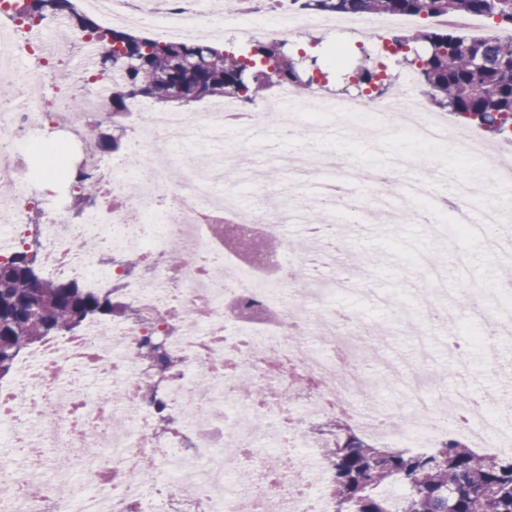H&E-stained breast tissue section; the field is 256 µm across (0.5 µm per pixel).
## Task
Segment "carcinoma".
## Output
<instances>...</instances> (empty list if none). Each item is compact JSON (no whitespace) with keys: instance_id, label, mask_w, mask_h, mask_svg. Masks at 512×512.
Wrapping results in <instances>:
<instances>
[{"instance_id":"carcinoma-1","label":"carcinoma","mask_w":512,"mask_h":512,"mask_svg":"<svg viewBox=\"0 0 512 512\" xmlns=\"http://www.w3.org/2000/svg\"><path fill=\"white\" fill-rule=\"evenodd\" d=\"M302 10L336 14L391 13L435 19L450 14L479 13L512 30V0H293ZM14 13L25 20L63 17L70 28L88 35L102 49V59L122 73L112 83V113L127 111L141 96L158 103L188 106L207 97L253 101L267 90L292 84L307 96L329 83L297 67L285 44L257 43L252 49L168 42L143 32L103 28L77 8L73 0H14ZM391 54L417 72L421 93L430 103L475 120L503 134L512 128V40L468 36L448 26L433 25L392 38ZM349 77L359 93L378 97L396 86L385 64L360 66ZM103 153L117 150L120 137L94 130ZM74 176L76 205L91 203L95 185L83 168ZM38 241L22 242L0 262V379L19 354L48 336L80 326L90 317L112 315V292L94 294L75 280L46 279L36 268ZM334 436L326 459L334 472L332 492L337 512H391L374 487L394 478L407 487L400 512H512V456L480 454L452 439L427 455L381 448L350 427L326 425Z\"/></svg>"}]
</instances>
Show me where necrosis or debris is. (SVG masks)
I'll return each mask as SVG.
<instances>
[{"label": "necrosis or debris", "mask_w": 512, "mask_h": 512, "mask_svg": "<svg viewBox=\"0 0 512 512\" xmlns=\"http://www.w3.org/2000/svg\"><path fill=\"white\" fill-rule=\"evenodd\" d=\"M86 12L117 27H139L167 41L195 42L240 37L293 35L302 28L339 35L372 33L380 49L410 23L389 14L336 16L296 10L291 0H225L224 20L214 23L192 0H83ZM53 23L16 21L13 37L0 43V84L13 94L0 102V260L23 235L26 213L42 206L43 249L39 261L52 278L81 277L87 291L111 292L122 310L111 321L89 320L76 333L51 336L31 347L17 374L0 381V440L22 449L23 465H0V512H336L330 494L334 474L323 455L325 437L315 423L345 416L364 437L386 448L426 452L459 433L473 447L506 453L487 400L469 392L435 396L430 326L480 323L482 335L449 337L457 373L470 346L512 325V306L493 290L465 283L463 291L482 298L480 314L448 297L446 273L436 255L416 254V306H398L396 297L369 301L393 308L414 334L402 365L384 363L382 374L364 372L371 346L367 326L336 307V291L364 284L353 270L337 266L343 226L362 212L360 184L397 178L406 164L396 155L390 171L337 166L333 154L310 150L291 158L267 154L266 178L241 163L263 148L270 125L300 138L340 129L345 136L371 130L375 138L406 135L433 152L462 139L460 153L489 159L481 139L432 111L417 88L418 76L405 70L397 90L370 101L343 94L328 100L299 95L281 85L277 101L242 109L228 97L197 112H172L132 101L127 114L134 136L127 154L107 160L92 131L108 108V81L91 66L72 68L69 50L47 51L43 35ZM27 66H20V59ZM83 88L85 110L73 120L69 89ZM238 127L231 148L215 150L213 137L227 124ZM75 138L83 169L98 183L95 200L76 212L63 205L49 181L65 175L53 164L31 166L28 154L49 130ZM195 163L185 176L175 171L185 155ZM237 168L252 194L277 192L270 211L243 205L224 189V175ZM311 175L305 200L288 201L282 177ZM417 202L410 221L456 224L465 239L478 241L491 260L512 253V238L497 235L502 213L497 199L482 209V224L469 220L476 191L456 181L452 193L433 194L427 179L402 183ZM318 209L322 222L309 221ZM304 226L311 247L297 252L289 225ZM82 250H74V242ZM181 248L170 264L171 243ZM308 278L295 285L294 258ZM164 337L172 362L158 372L145 354L149 341ZM92 375L101 391L82 383ZM411 387L410 408L364 400L385 380ZM297 398L285 404L280 392ZM55 451L51 478L30 476Z\"/></svg>", "instance_id": "necrosis-or-debris-1"}]
</instances>
